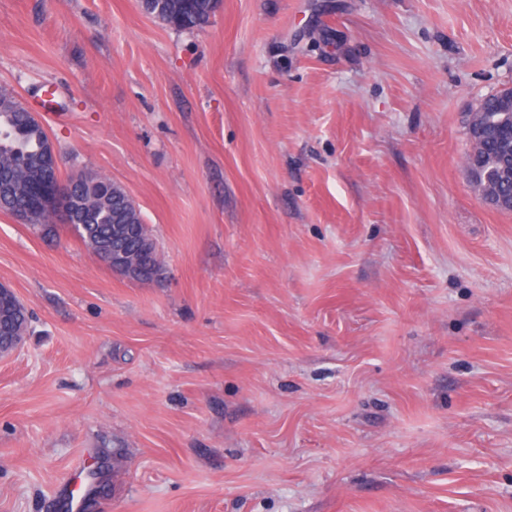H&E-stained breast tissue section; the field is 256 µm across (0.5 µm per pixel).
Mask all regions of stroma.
<instances>
[{
	"mask_svg": "<svg viewBox=\"0 0 512 512\" xmlns=\"http://www.w3.org/2000/svg\"><path fill=\"white\" fill-rule=\"evenodd\" d=\"M50 83L164 267L0 213V512H512V212L465 167L512 0H0V86ZM141 11L173 29H202L210 22L209 0H139ZM164 5V8L161 7ZM119 233L120 231H117V235L113 238L112 243L101 241L99 246L92 250V254L100 262L112 269L113 272L128 280H153L157 278L161 273L158 266L146 263L141 258L138 259L125 250L118 243Z\"/></svg>",
	"mask_w": 512,
	"mask_h": 512,
	"instance_id": "obj_1",
	"label": "stroma"
}]
</instances>
